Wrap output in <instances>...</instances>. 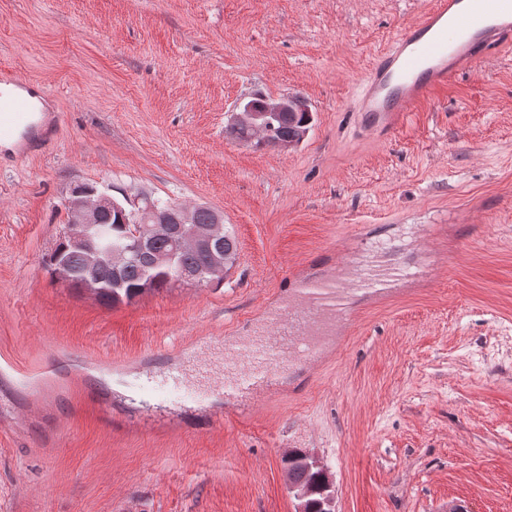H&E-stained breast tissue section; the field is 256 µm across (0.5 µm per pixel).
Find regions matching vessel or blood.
I'll list each match as a JSON object with an SVG mask.
<instances>
[{"instance_id": "obj_1", "label": "vessel or blood", "mask_w": 512, "mask_h": 512, "mask_svg": "<svg viewBox=\"0 0 512 512\" xmlns=\"http://www.w3.org/2000/svg\"><path fill=\"white\" fill-rule=\"evenodd\" d=\"M510 46L512 0H433L422 18L407 26L368 71L360 106L367 128L383 135L390 133L406 112L436 88L454 81L489 51ZM30 109L25 95L0 97V139L30 129L35 145H42L48 130L34 127ZM384 285V277L370 267L357 271L347 282L303 280L300 304L286 312L271 313V335L246 347L250 369L241 380V388L256 384L287 353L314 359L315 336L347 317L352 296L381 291ZM168 375L179 383L192 380L205 385L212 369L206 364L190 369L172 365Z\"/></svg>"}]
</instances>
